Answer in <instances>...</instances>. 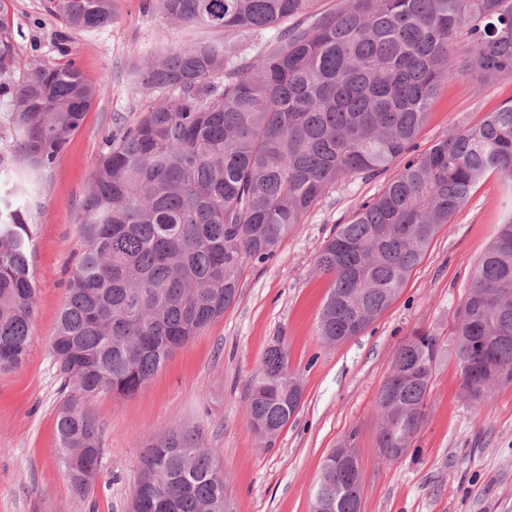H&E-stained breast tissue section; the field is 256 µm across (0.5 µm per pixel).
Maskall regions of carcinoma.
I'll list each match as a JSON object with an SVG mask.
<instances>
[{"mask_svg": "<svg viewBox=\"0 0 512 512\" xmlns=\"http://www.w3.org/2000/svg\"><path fill=\"white\" fill-rule=\"evenodd\" d=\"M314 0H159L167 18L270 46L196 44L147 62L139 81L162 93L112 140L89 175L78 225L83 248L50 344L59 380L56 429L64 470L89 496L99 475L100 393L128 397L174 352L224 315L242 268L266 262L328 187L380 174L410 153L449 48L470 39L458 67L485 83L512 74V0H347L330 14ZM76 29L112 23V0H54ZM0 25V74L13 45ZM9 150L31 173L55 163L99 90L74 61L33 63L13 84ZM495 172L512 187V104L406 160L396 177L338 226L317 258L331 279L319 335L342 343L396 298L475 183ZM0 195V370L19 367L36 308L32 228ZM455 346L418 330L395 348L376 398L378 447L413 446L439 359L454 357L477 406L512 385V213L470 280L452 330ZM302 386L285 348L252 379L246 419L266 443L299 411ZM353 437L322 462L311 512H359L363 485ZM217 450L193 431L154 433L128 512H231Z\"/></svg>", "mask_w": 512, "mask_h": 512, "instance_id": "cac0c4a2", "label": "carcinoma"}]
</instances>
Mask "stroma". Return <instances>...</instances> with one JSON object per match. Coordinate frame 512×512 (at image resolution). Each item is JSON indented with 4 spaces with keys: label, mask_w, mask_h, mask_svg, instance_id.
Here are the masks:
<instances>
[{
    "label": "stroma",
    "mask_w": 512,
    "mask_h": 512,
    "mask_svg": "<svg viewBox=\"0 0 512 512\" xmlns=\"http://www.w3.org/2000/svg\"><path fill=\"white\" fill-rule=\"evenodd\" d=\"M146 3L112 0L111 24L89 30L70 27L50 0H6L1 11L15 45L12 77L34 62L73 59L102 94L36 192L15 199L33 224L37 306L24 363L0 372V512H127L147 438L168 430L196 431L204 447L217 449L234 512H309L323 459L351 434L363 476L361 512H512V386L474 406L461 393L454 358L444 357L408 454L384 461L376 442V397L396 346L416 329L450 343L471 275L512 211V189L497 174L474 185L398 297L364 332L337 345L319 334L331 280L317 271L316 259L336 225L348 223L360 203L399 173L396 164L328 189L272 260L244 266L237 301L137 394L94 399L105 455L91 496L76 495L59 461L50 340L82 245L77 214L89 174L109 136L120 135L156 99L138 82L149 59L187 44L237 39L172 22ZM510 103L511 76L480 85L471 74L449 69L416 141L418 151ZM277 344L288 351L303 398L268 446L248 425L245 400L266 352Z\"/></svg>",
    "instance_id": "1"
}]
</instances>
